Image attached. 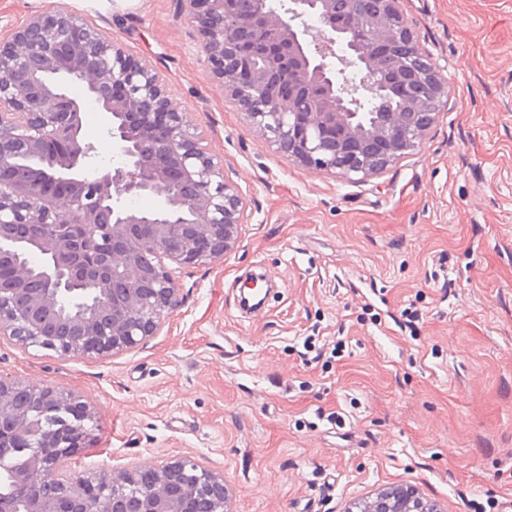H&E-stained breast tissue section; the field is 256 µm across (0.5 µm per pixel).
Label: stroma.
I'll return each mask as SVG.
<instances>
[{"mask_svg":"<svg viewBox=\"0 0 512 512\" xmlns=\"http://www.w3.org/2000/svg\"><path fill=\"white\" fill-rule=\"evenodd\" d=\"M400 8L447 104L419 148L348 180L249 127L179 0H0V35L68 11L157 66L251 215L131 351L0 339L1 375L94 411L71 471L192 456L223 471L230 512H362L397 486L439 512H512V0ZM254 273L274 290L245 312Z\"/></svg>","mask_w":512,"mask_h":512,"instance_id":"stroma-1","label":"stroma"}]
</instances>
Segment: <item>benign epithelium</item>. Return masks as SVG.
I'll return each instance as SVG.
<instances>
[{
	"mask_svg": "<svg viewBox=\"0 0 512 512\" xmlns=\"http://www.w3.org/2000/svg\"><path fill=\"white\" fill-rule=\"evenodd\" d=\"M181 0L211 74L273 150L316 173L368 175L423 144L448 98L399 0ZM0 339L61 358L119 354L180 306L176 273L224 257L247 223L223 161L185 124L165 76L67 12L36 14L0 38ZM79 85L84 98L71 86ZM400 87L399 107L363 103ZM102 112L121 164L83 134ZM162 198L153 210L127 204ZM91 295L66 310L60 299ZM0 512H226L224 474L191 456L87 476L69 473L92 408L73 392L0 376ZM365 512H437L410 487Z\"/></svg>",
	"mask_w": 512,
	"mask_h": 512,
	"instance_id": "benign-epithelium-1",
	"label": "benign epithelium"
}]
</instances>
